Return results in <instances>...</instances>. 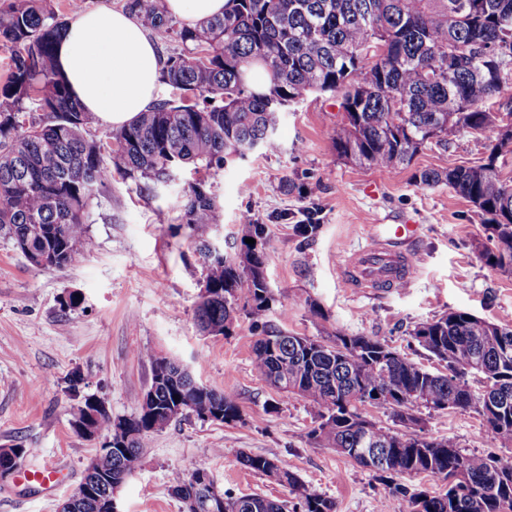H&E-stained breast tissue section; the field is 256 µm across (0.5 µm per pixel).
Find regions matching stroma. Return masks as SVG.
<instances>
[{"instance_id":"stroma-1","label":"stroma","mask_w":512,"mask_h":512,"mask_svg":"<svg viewBox=\"0 0 512 512\" xmlns=\"http://www.w3.org/2000/svg\"><path fill=\"white\" fill-rule=\"evenodd\" d=\"M342 115L339 96L312 95L282 114L276 151H256L203 178L187 165L174 184L155 190L113 177L89 207L84 231L91 248L70 266H34L0 235V448L36 449L27 470L51 461L60 467L52 489L17 473L0 480V512H57L104 443L74 431V411L95 395L113 417L137 413L154 354L179 360L199 383L236 402L241 419L222 424L185 415L148 435L138 468L118 493L120 512H183L173 480L201 463L224 492L260 493L294 512L287 488L240 464L244 452L280 459L333 499L336 512H403L401 497L373 472L311 442L309 402L282 398L258 376L257 334L246 315L228 336L202 335L194 319L205 276L199 240L232 251L238 220L248 212L266 227L269 321L282 330L322 341L338 331L371 336L433 371L437 360L411 336L416 325L467 311L512 326V275L482 256L484 216L447 186L415 182L426 169L480 163L487 140L465 131L448 150L423 149L403 169H369L337 154ZM199 179L218 209L216 224L195 237L181 224L180 204ZM286 180L295 190L283 189ZM309 211L319 228L306 240L296 226ZM378 224L416 225L408 247L412 278L402 288L347 287L339 257L366 246ZM71 293L78 304L62 308ZM74 373L81 381L73 391ZM365 414L409 435L454 439L468 453L512 457V448L492 444L472 412L420 408L417 422L403 426L376 409Z\"/></svg>"}]
</instances>
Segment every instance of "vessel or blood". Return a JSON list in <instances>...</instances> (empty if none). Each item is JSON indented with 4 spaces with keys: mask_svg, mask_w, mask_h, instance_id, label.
<instances>
[{
    "mask_svg": "<svg viewBox=\"0 0 512 512\" xmlns=\"http://www.w3.org/2000/svg\"><path fill=\"white\" fill-rule=\"evenodd\" d=\"M412 224H392L382 233L373 234L369 246L351 252L339 265L345 283L352 288H392L408 282L412 265L399 242L412 239Z\"/></svg>",
    "mask_w": 512,
    "mask_h": 512,
    "instance_id": "obj_1",
    "label": "vessel or blood"
}]
</instances>
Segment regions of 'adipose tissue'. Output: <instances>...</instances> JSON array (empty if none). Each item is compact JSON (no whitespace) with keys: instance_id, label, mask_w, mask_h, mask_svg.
<instances>
[{"instance_id":"1","label":"adipose tissue","mask_w":512,"mask_h":512,"mask_svg":"<svg viewBox=\"0 0 512 512\" xmlns=\"http://www.w3.org/2000/svg\"><path fill=\"white\" fill-rule=\"evenodd\" d=\"M58 65L72 94L100 123H132L156 98L162 63L141 20L124 9L80 10L66 23Z\"/></svg>"}]
</instances>
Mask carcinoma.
I'll return each instance as SVG.
<instances>
[{"label":"carcinoma","mask_w":512,"mask_h":512,"mask_svg":"<svg viewBox=\"0 0 512 512\" xmlns=\"http://www.w3.org/2000/svg\"><path fill=\"white\" fill-rule=\"evenodd\" d=\"M143 25L181 43L167 56L162 81L172 96L116 131L109 160L90 136L93 117L72 97L56 66L65 23L48 0H10L0 9V48L11 71L0 84V233L41 267L63 268L86 251L83 224L95 193L116 174L170 181L184 165L216 173L229 157L278 148L281 112L317 94H341L347 121L336 130V152L361 166L396 171L425 147L446 150L463 130L489 141L480 165L422 171L423 187L446 185L489 216L483 256L494 270L512 274V176L500 156L512 152V124L497 111L512 102V0H226L224 13L188 28L167 15L163 0H128ZM259 61L268 81L250 87L246 70ZM216 201L204 182L183 196V223L196 231L216 223ZM239 246L212 256L199 248L206 293L194 315L199 327L227 336L243 308L259 338L253 365L281 393L307 399L317 426L309 438L374 472L404 502V512H512V461L465 454L451 438L419 435L371 445L363 440L358 404L402 417L405 400L428 410L472 411L493 444L512 447V328L463 311L417 325L412 337L443 367L430 371L370 336L339 332L324 342L288 334L268 321L264 225L240 218ZM253 238L259 245L248 244ZM480 378L475 391L468 377ZM150 404L123 419L132 434L112 452L115 483L138 466L150 433L174 419L223 412L241 419L239 406L198 382L176 361L152 359ZM357 397L353 404L347 397ZM117 419L84 399L72 421L115 440ZM240 463L285 486L301 512H336V503L305 484L281 460L242 453ZM421 474L448 484L443 494L409 490L401 479ZM86 474L70 497L73 512H100ZM172 493L192 497L189 512H209L192 477ZM224 512H283L261 494L225 495Z\"/></svg>","instance_id":"1"}]
</instances>
